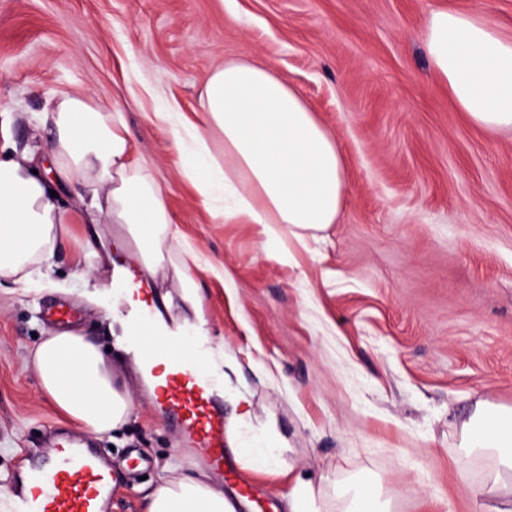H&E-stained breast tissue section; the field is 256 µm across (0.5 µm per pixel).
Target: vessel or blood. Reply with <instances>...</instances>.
<instances>
[{
  "instance_id": "vessel-or-blood-1",
  "label": "vessel or blood",
  "mask_w": 512,
  "mask_h": 512,
  "mask_svg": "<svg viewBox=\"0 0 512 512\" xmlns=\"http://www.w3.org/2000/svg\"><path fill=\"white\" fill-rule=\"evenodd\" d=\"M132 294L133 322L152 333L154 355L168 367L160 412L179 426L185 446L222 473L225 482L237 480L228 462L224 410L214 403L201 357L157 323L151 289L136 286ZM114 483L112 468L92 438H63L49 450H26L17 479L0 497V512H110Z\"/></svg>"
}]
</instances>
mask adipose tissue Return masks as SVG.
<instances>
[{
	"label": "adipose tissue",
	"instance_id": "obj_1",
	"mask_svg": "<svg viewBox=\"0 0 512 512\" xmlns=\"http://www.w3.org/2000/svg\"><path fill=\"white\" fill-rule=\"evenodd\" d=\"M422 43L459 111L486 129L512 128V39L481 12L438 9L423 28ZM199 106L195 122L184 120L174 101L161 117L175 148L188 149L181 174L213 218L255 225L270 246L279 229L303 244L336 222L346 195L343 155L297 88L269 67L227 61L204 78ZM39 121L52 132L45 155L0 148V278L43 289V266L71 217L126 225L138 264L151 274L163 269L179 232L121 113L61 91ZM216 138L224 144L220 156L211 146ZM47 161L56 181L40 173ZM67 188L78 200L71 209L62 195ZM32 361L42 392L78 428L102 435L129 423L133 392L87 336L54 332L35 347ZM461 445L494 451L495 473L479 492L500 491L504 476L512 475V409L477 404L462 425ZM145 512L235 508L206 474L176 465L159 474Z\"/></svg>",
	"mask_w": 512,
	"mask_h": 512
}]
</instances>
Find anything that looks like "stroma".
Returning a JSON list of instances; mask_svg holds the SVG:
<instances>
[{
    "label": "stroma",
    "instance_id": "stroma-1",
    "mask_svg": "<svg viewBox=\"0 0 512 512\" xmlns=\"http://www.w3.org/2000/svg\"><path fill=\"white\" fill-rule=\"evenodd\" d=\"M439 7L481 11L512 37V0H0V146H45L36 115L59 91L123 112L198 256L204 299L199 321L174 277L140 272L122 224L69 225L40 293L1 279L0 495L25 448L72 429L30 354L53 331L38 311L55 298L134 394L128 426L101 445L115 465L134 450L148 463L117 481L112 512H144L165 464L198 466L116 347L130 316L104 291L119 265L185 339L235 364L225 416L248 412V436L282 445L281 475L244 473L261 496L282 501L300 473L327 512L363 477L391 512L498 506L470 493L491 462L465 456L460 427L476 402L512 408V130L472 124L433 74L421 31ZM238 57L296 87L344 154V207L292 262L270 258L253 225L212 219L180 175L169 125L152 120L148 88L193 114L209 71ZM94 233L102 261L87 277L76 257Z\"/></svg>",
    "mask_w": 512,
    "mask_h": 512
}]
</instances>
